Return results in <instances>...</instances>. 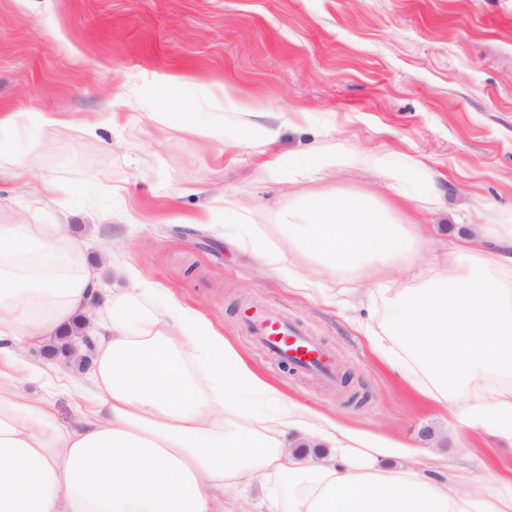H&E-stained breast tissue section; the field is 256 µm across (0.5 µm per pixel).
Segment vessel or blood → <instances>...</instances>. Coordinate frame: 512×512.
Masks as SVG:
<instances>
[{"mask_svg":"<svg viewBox=\"0 0 512 512\" xmlns=\"http://www.w3.org/2000/svg\"><path fill=\"white\" fill-rule=\"evenodd\" d=\"M247 323L251 334L270 356L285 360L298 370L333 377V357L294 323L264 310L250 311Z\"/></svg>","mask_w":512,"mask_h":512,"instance_id":"vessel-or-blood-1","label":"vessel or blood"}]
</instances>
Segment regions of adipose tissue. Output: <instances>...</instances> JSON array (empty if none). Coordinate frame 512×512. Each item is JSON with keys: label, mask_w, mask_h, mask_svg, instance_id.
<instances>
[{"label": "adipose tissue", "mask_w": 512, "mask_h": 512, "mask_svg": "<svg viewBox=\"0 0 512 512\" xmlns=\"http://www.w3.org/2000/svg\"><path fill=\"white\" fill-rule=\"evenodd\" d=\"M289 212L277 271L301 254L355 281L368 339L426 400L512 438V224H473L430 254L433 231L360 195ZM408 273L393 277L394 269ZM129 281L107 288L106 275ZM87 317L93 391L78 425L16 388L23 351ZM385 442L306 410L197 310L149 300L131 263L91 266L61 225L0 224V512H512L436 456L381 463Z\"/></svg>", "instance_id": "adipose-tissue-1"}]
</instances>
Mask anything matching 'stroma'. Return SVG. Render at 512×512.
<instances>
[{
    "mask_svg": "<svg viewBox=\"0 0 512 512\" xmlns=\"http://www.w3.org/2000/svg\"><path fill=\"white\" fill-rule=\"evenodd\" d=\"M184 86L176 113L153 90ZM279 127L226 124L225 94ZM49 111L62 124L19 122L0 136V224H63L89 262L129 259L142 279L204 312L282 393L358 435L447 455L467 478L512 489V444L477 430L457 439L448 408L424 400L340 307L285 288L235 237L224 199L240 200L250 233L281 238L308 196L360 191L390 201L388 162L430 172L394 221L468 225L512 218V0H0V113ZM116 111L96 134L75 119ZM335 155L321 180L292 183L312 155ZM72 192L42 202L44 181ZM270 309L334 357L349 384L271 360L245 312ZM73 425L89 385L29 377Z\"/></svg>",
    "mask_w": 512,
    "mask_h": 512,
    "instance_id": "35a3bbf8",
    "label": "stroma"
}]
</instances>
